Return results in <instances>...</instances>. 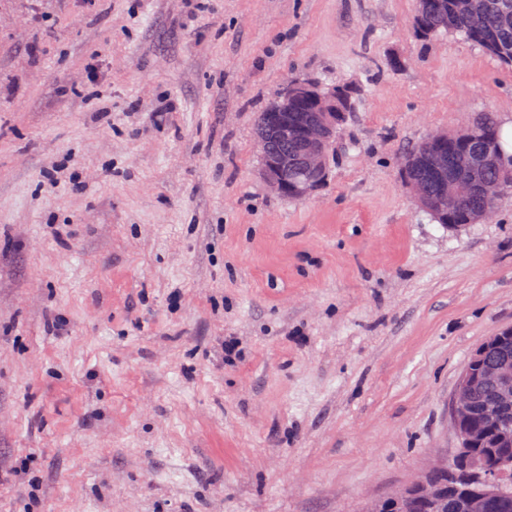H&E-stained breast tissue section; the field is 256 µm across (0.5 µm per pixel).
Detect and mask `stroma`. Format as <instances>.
I'll list each match as a JSON object with an SVG mask.
<instances>
[{"label": "stroma", "instance_id": "1", "mask_svg": "<svg viewBox=\"0 0 512 512\" xmlns=\"http://www.w3.org/2000/svg\"><path fill=\"white\" fill-rule=\"evenodd\" d=\"M415 7L0 0V512H363L451 462L512 197L451 229L400 160L511 124L512 69ZM298 78L362 88L304 201L257 175Z\"/></svg>", "mask_w": 512, "mask_h": 512}]
</instances>
